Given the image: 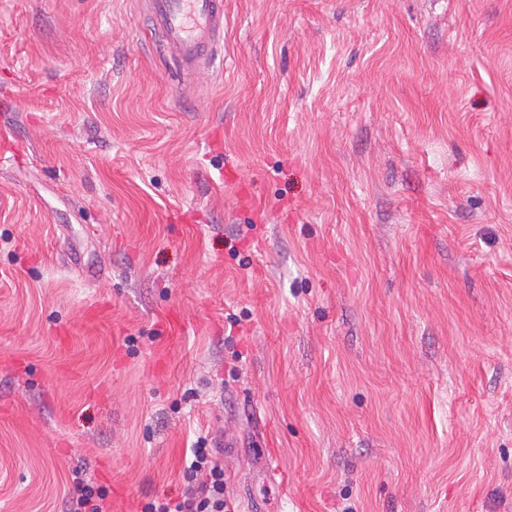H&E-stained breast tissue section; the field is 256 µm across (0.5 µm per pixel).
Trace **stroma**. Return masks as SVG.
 I'll return each instance as SVG.
<instances>
[{
	"label": "stroma",
	"mask_w": 512,
	"mask_h": 512,
	"mask_svg": "<svg viewBox=\"0 0 512 512\" xmlns=\"http://www.w3.org/2000/svg\"><path fill=\"white\" fill-rule=\"evenodd\" d=\"M0 0V512H512V0ZM234 343H227V336ZM156 46L181 78L209 71L224 41L223 0H146ZM206 439L197 440L191 458L183 470L187 483L177 500L156 498L146 503L142 512H231L224 499V466L206 448ZM73 492L67 512H112L108 492L86 477L84 471H72Z\"/></svg>",
	"instance_id": "1"
}]
</instances>
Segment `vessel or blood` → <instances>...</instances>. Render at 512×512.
Returning a JSON list of instances; mask_svg holds the SVG:
<instances>
[{
  "instance_id": "1",
  "label": "vessel or blood",
  "mask_w": 512,
  "mask_h": 512,
  "mask_svg": "<svg viewBox=\"0 0 512 512\" xmlns=\"http://www.w3.org/2000/svg\"><path fill=\"white\" fill-rule=\"evenodd\" d=\"M156 46L179 75L211 67L224 40L223 0H146Z\"/></svg>"
}]
</instances>
